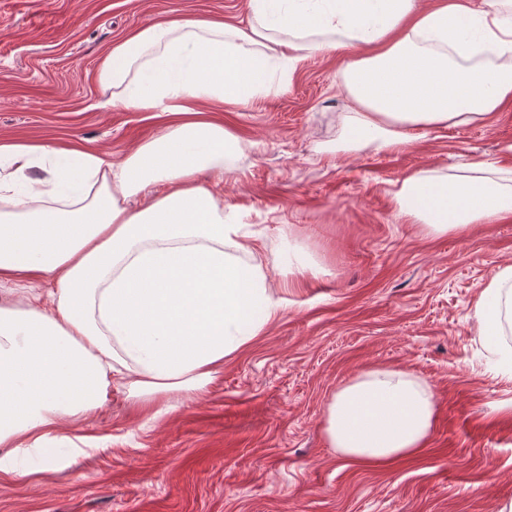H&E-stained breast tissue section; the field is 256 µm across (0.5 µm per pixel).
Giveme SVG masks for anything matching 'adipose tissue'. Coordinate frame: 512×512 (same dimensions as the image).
I'll return each instance as SVG.
<instances>
[{"mask_svg": "<svg viewBox=\"0 0 512 512\" xmlns=\"http://www.w3.org/2000/svg\"><path fill=\"white\" fill-rule=\"evenodd\" d=\"M248 28L172 16L107 53L97 83L109 102L166 112L158 137L121 160L51 142L0 144V478L18 459L95 447L65 434L122 388L132 410L162 413L177 391L202 393L224 362L283 313L256 248L201 183L223 179L242 151L199 100L262 94L287 51L355 49L343 73L356 105V147L398 150L411 129L465 126L512 101V0H247ZM453 180L415 172L398 209L445 234L512 217V185L469 162ZM481 341L512 372V265L484 285ZM430 385L375 368L340 387L324 433L342 456L387 466L430 434Z\"/></svg>", "mask_w": 512, "mask_h": 512, "instance_id": "1", "label": "adipose tissue"}]
</instances>
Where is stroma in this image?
Segmentation results:
<instances>
[{
    "label": "stroma",
    "instance_id": "1",
    "mask_svg": "<svg viewBox=\"0 0 512 512\" xmlns=\"http://www.w3.org/2000/svg\"><path fill=\"white\" fill-rule=\"evenodd\" d=\"M174 15L246 25V0H0V142L53 141L121 158L160 135L163 112L101 107L108 50ZM351 49L300 54L246 103L200 101L244 151L209 185L260 246L281 317L226 360L206 393L167 413L132 411L123 390L68 433L101 449L0 479V512H499L512 501V374L494 371L474 306L512 264V218L448 234L398 211L396 185L460 165L511 167L512 102L480 124L415 130L402 150L344 144ZM372 368L430 384L424 449L386 467L329 448L336 390Z\"/></svg>",
    "mask_w": 512,
    "mask_h": 512
}]
</instances>
